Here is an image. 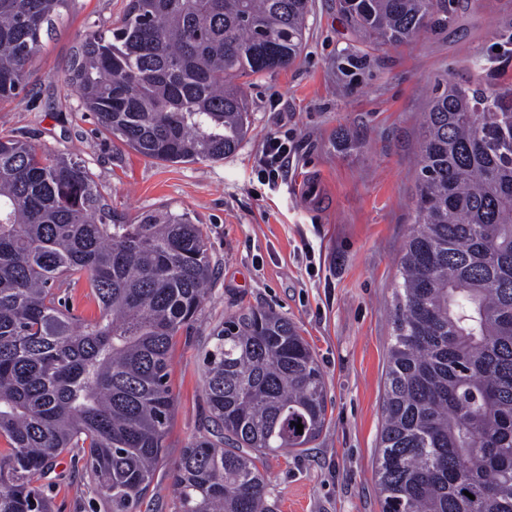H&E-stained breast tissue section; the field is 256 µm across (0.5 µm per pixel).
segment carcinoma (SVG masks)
<instances>
[{
    "label": "carcinoma",
    "mask_w": 512,
    "mask_h": 512,
    "mask_svg": "<svg viewBox=\"0 0 512 512\" xmlns=\"http://www.w3.org/2000/svg\"><path fill=\"white\" fill-rule=\"evenodd\" d=\"M67 2L0 0V102L25 90ZM444 2L337 8L364 40L394 46L447 23ZM310 11V0H130L115 27L85 37L64 82L98 128L142 157L220 161L248 127L233 79L294 64ZM416 180L390 315L383 512H512V87H437ZM214 271L190 212L129 220L83 162L0 138V512H52L42 479L65 452L106 512H141L175 404L169 351ZM83 276L92 319L60 296ZM211 338L210 437L178 459L179 512H277L259 463L320 435L323 371L272 308L228 317Z\"/></svg>",
    "instance_id": "1"
}]
</instances>
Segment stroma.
Listing matches in <instances>:
<instances>
[{
  "label": "stroma",
  "mask_w": 512,
  "mask_h": 512,
  "mask_svg": "<svg viewBox=\"0 0 512 512\" xmlns=\"http://www.w3.org/2000/svg\"><path fill=\"white\" fill-rule=\"evenodd\" d=\"M128 3L72 0L35 55L26 92L0 102V137L77 156L128 218L167 206L204 225L218 271L171 349L176 407L141 512H178L172 473L182 449L204 433L201 356L213 326L267 306L300 327L327 385L326 424L312 448L262 461L278 512H381L375 466L389 311L415 219L419 114L443 78L484 89L512 84V0H448V26L399 47L364 43L336 0H312L301 57L239 80L251 109L241 146L219 162L178 164L148 162L99 133L64 85L85 36L110 29ZM273 133L289 135L294 149L271 188L259 183L255 161ZM310 181L323 204L299 197ZM43 484L54 512H103L72 455L59 456Z\"/></svg>",
  "instance_id": "1"
}]
</instances>
